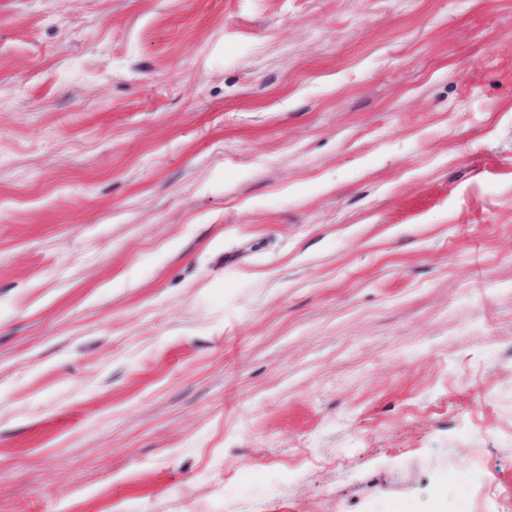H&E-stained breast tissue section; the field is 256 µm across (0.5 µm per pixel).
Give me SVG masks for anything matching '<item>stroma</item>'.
Returning <instances> with one entry per match:
<instances>
[{"label": "stroma", "mask_w": 512, "mask_h": 512, "mask_svg": "<svg viewBox=\"0 0 512 512\" xmlns=\"http://www.w3.org/2000/svg\"><path fill=\"white\" fill-rule=\"evenodd\" d=\"M512 512V0H0V512Z\"/></svg>", "instance_id": "stroma-1"}]
</instances>
